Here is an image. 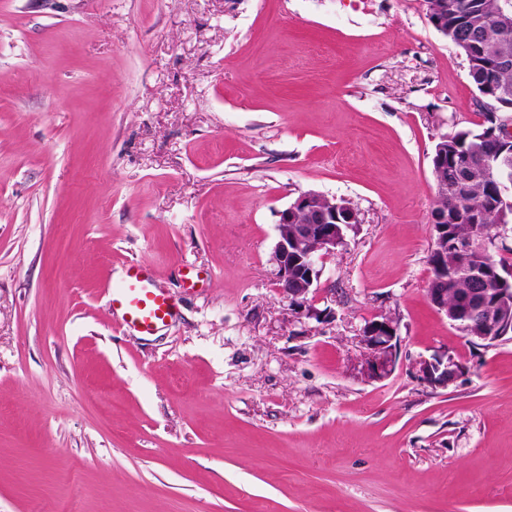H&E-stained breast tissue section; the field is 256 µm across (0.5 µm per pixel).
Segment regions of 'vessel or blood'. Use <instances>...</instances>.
<instances>
[{"instance_id": "vessel-or-blood-1", "label": "vessel or blood", "mask_w": 512, "mask_h": 512, "mask_svg": "<svg viewBox=\"0 0 512 512\" xmlns=\"http://www.w3.org/2000/svg\"><path fill=\"white\" fill-rule=\"evenodd\" d=\"M112 307L122 311L124 325L142 334H150L166 324L173 315L167 294L155 288L140 266L131 264L124 278L111 288Z\"/></svg>"}]
</instances>
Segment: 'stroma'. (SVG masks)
Instances as JSON below:
<instances>
[{
    "instance_id": "1",
    "label": "stroma",
    "mask_w": 512,
    "mask_h": 512,
    "mask_svg": "<svg viewBox=\"0 0 512 512\" xmlns=\"http://www.w3.org/2000/svg\"><path fill=\"white\" fill-rule=\"evenodd\" d=\"M486 115L423 0H0V512H512V341L427 299L434 147ZM307 191L359 222L299 319L270 256ZM107 291L111 292L112 308L123 311L124 325L141 334H152L173 315L167 294L153 287L138 265H128L125 277ZM398 322L386 315H379L364 326L361 342L364 357L360 364V373L372 381L388 377L395 368L397 360ZM461 365L448 355L423 360L418 365V377L434 388H445L460 372Z\"/></svg>"
}]
</instances>
